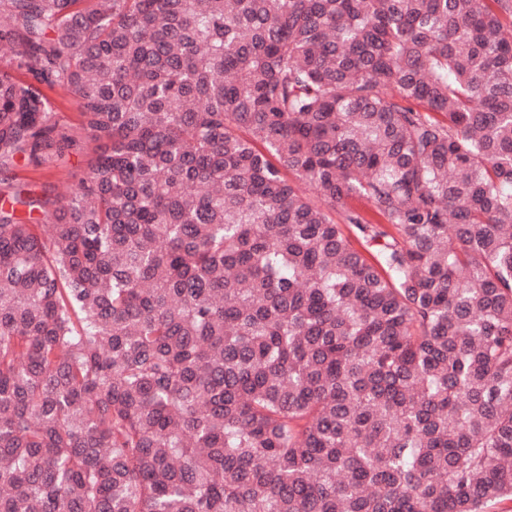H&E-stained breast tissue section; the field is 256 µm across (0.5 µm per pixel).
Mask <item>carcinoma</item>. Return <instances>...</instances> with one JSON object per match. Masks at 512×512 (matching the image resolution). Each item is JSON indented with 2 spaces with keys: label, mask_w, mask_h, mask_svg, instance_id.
<instances>
[{
  "label": "carcinoma",
  "mask_w": 512,
  "mask_h": 512,
  "mask_svg": "<svg viewBox=\"0 0 512 512\" xmlns=\"http://www.w3.org/2000/svg\"><path fill=\"white\" fill-rule=\"evenodd\" d=\"M0 17V512L512 501V0ZM45 94L54 105L55 117L60 124L79 131L81 106L77 97L60 87H44ZM85 146L82 152L49 166H35L22 161L9 173L0 174V191H8V183L19 184L24 196L47 201L46 208H54L59 194L74 188L79 177L87 170L94 145Z\"/></svg>",
  "instance_id": "carcinoma-1"
}]
</instances>
